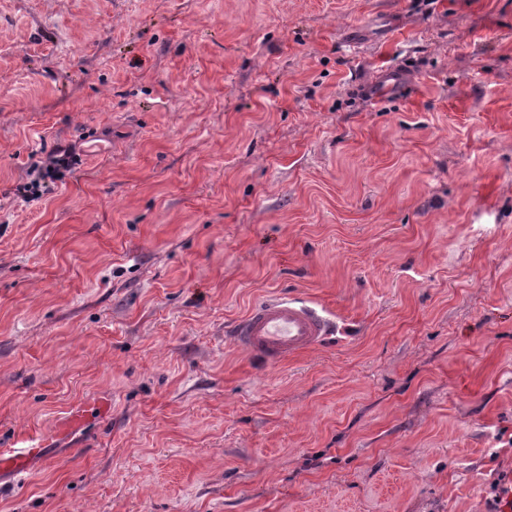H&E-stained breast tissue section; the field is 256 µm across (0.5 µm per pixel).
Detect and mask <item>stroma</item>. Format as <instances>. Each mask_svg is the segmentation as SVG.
Returning <instances> with one entry per match:
<instances>
[{
    "label": "stroma",
    "mask_w": 512,
    "mask_h": 512,
    "mask_svg": "<svg viewBox=\"0 0 512 512\" xmlns=\"http://www.w3.org/2000/svg\"><path fill=\"white\" fill-rule=\"evenodd\" d=\"M275 294L335 334L233 344ZM36 444L0 512H488L512 0H0V451ZM76 163L77 157L72 148H55L45 162H37L29 166L26 181L16 186V194L27 200L49 194L53 190V184L69 172Z\"/></svg>",
    "instance_id": "obj_1"
}]
</instances>
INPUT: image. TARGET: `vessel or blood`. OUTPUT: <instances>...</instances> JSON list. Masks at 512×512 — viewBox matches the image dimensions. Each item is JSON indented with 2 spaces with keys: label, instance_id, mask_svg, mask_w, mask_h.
Returning <instances> with one entry per match:
<instances>
[{
  "label": "vessel or blood",
  "instance_id": "1",
  "mask_svg": "<svg viewBox=\"0 0 512 512\" xmlns=\"http://www.w3.org/2000/svg\"><path fill=\"white\" fill-rule=\"evenodd\" d=\"M329 321L306 302L287 296L254 304L237 322L236 342L268 363H277L320 344Z\"/></svg>",
  "mask_w": 512,
  "mask_h": 512
}]
</instances>
